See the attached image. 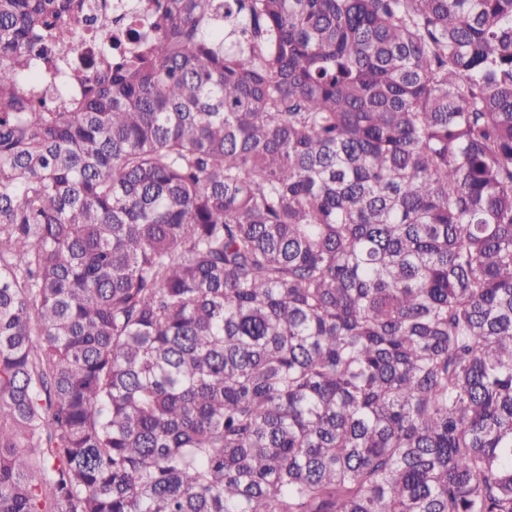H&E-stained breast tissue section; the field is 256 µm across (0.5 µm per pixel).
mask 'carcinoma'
<instances>
[{"instance_id": "cac0c4a2", "label": "carcinoma", "mask_w": 512, "mask_h": 512, "mask_svg": "<svg viewBox=\"0 0 512 512\" xmlns=\"http://www.w3.org/2000/svg\"><path fill=\"white\" fill-rule=\"evenodd\" d=\"M0 0V512H512V0ZM95 10L75 25L70 40L63 45L58 56L75 66H88L103 55L104 42L99 33L111 29L122 47L130 43L134 32L148 28V18L137 9V0H92Z\"/></svg>"}]
</instances>
